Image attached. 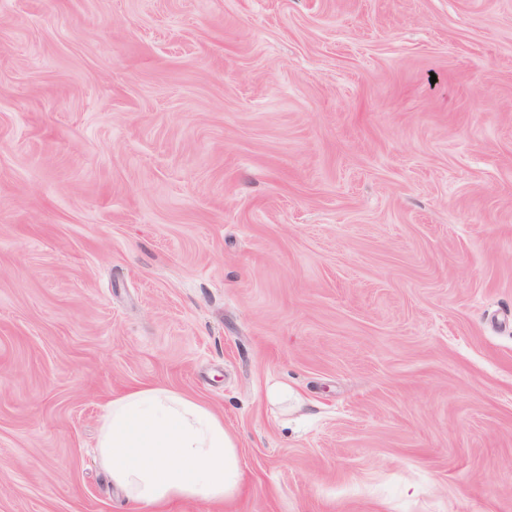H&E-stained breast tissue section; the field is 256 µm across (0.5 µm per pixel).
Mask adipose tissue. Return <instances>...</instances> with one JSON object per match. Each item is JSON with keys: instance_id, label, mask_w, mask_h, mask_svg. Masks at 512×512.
Here are the masks:
<instances>
[{"instance_id": "obj_1", "label": "adipose tissue", "mask_w": 512, "mask_h": 512, "mask_svg": "<svg viewBox=\"0 0 512 512\" xmlns=\"http://www.w3.org/2000/svg\"><path fill=\"white\" fill-rule=\"evenodd\" d=\"M96 448L130 512L182 499L221 504L244 481L238 443L223 417L163 386L114 398Z\"/></svg>"}]
</instances>
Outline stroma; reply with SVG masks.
I'll return each instance as SVG.
<instances>
[{
  "label": "stroma",
  "mask_w": 512,
  "mask_h": 512,
  "mask_svg": "<svg viewBox=\"0 0 512 512\" xmlns=\"http://www.w3.org/2000/svg\"><path fill=\"white\" fill-rule=\"evenodd\" d=\"M154 385L245 475L162 512H512V0H0V512Z\"/></svg>",
  "instance_id": "obj_1"
}]
</instances>
